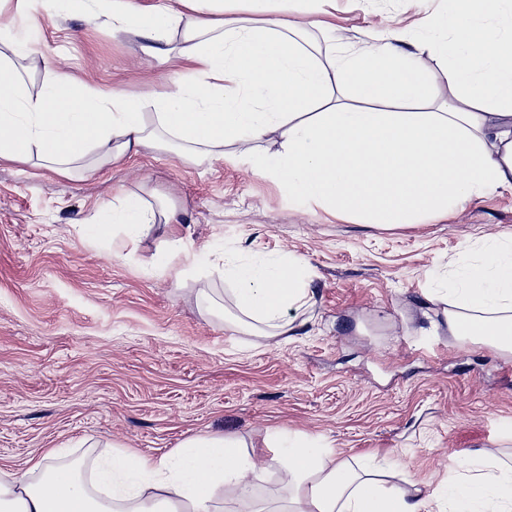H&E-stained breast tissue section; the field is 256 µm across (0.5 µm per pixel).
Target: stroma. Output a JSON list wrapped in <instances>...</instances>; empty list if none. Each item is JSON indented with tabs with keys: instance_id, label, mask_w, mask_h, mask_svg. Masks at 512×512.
I'll return each instance as SVG.
<instances>
[{
	"instance_id": "1",
	"label": "stroma",
	"mask_w": 512,
	"mask_h": 512,
	"mask_svg": "<svg viewBox=\"0 0 512 512\" xmlns=\"http://www.w3.org/2000/svg\"><path fill=\"white\" fill-rule=\"evenodd\" d=\"M351 38L414 23L444 0H335ZM16 36L58 73L147 96L170 63L102 18L33 0ZM164 198L186 251L209 274L152 269L170 228L157 212L135 250L90 234L117 190ZM512 238V190L381 228L312 207L238 160L194 164L146 149L63 176L0 160V467L48 448L91 476L112 447L160 457L198 434H232L264 464L258 500L284 499L268 430L352 461L371 455L400 487L433 493L448 460L492 448L512 460V354L448 333L437 289L480 243ZM305 260L312 298L288 337L239 328L225 261Z\"/></svg>"
}]
</instances>
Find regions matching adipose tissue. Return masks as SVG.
<instances>
[{
    "label": "adipose tissue",
    "mask_w": 512,
    "mask_h": 512,
    "mask_svg": "<svg viewBox=\"0 0 512 512\" xmlns=\"http://www.w3.org/2000/svg\"><path fill=\"white\" fill-rule=\"evenodd\" d=\"M249 19L226 15L225 0H47L49 9L103 15L112 31L141 38L144 54L176 60L151 96L47 72L39 90L25 74L44 55L17 43L12 26L29 0L0 10V159L37 162L60 174L95 167L142 148L178 144L194 163L225 154L283 181L298 207L338 210L379 227L414 223L489 190L512 189V0H466L465 9L427 15L419 36L405 30L353 41L323 29L328 57L290 29L288 0H246ZM438 60L423 72L422 56ZM446 85L438 102L436 85ZM279 134L278 150L261 141ZM153 207L139 194L116 196L93 237L134 243L151 232ZM234 305L269 336L292 330L285 314L310 299L306 263L293 256L225 265ZM448 332L512 353V239L495 240L462 266L446 290ZM281 484L295 512H512V466L491 449L448 461L455 481L423 495L387 484L371 459L350 464L328 445L276 429ZM231 435L189 438L171 455L116 450L93 479L60 464L56 450L33 456L0 481V512H215L223 492L233 512H265L254 494L263 470Z\"/></svg>",
    "instance_id": "adipose-tissue-1"
}]
</instances>
